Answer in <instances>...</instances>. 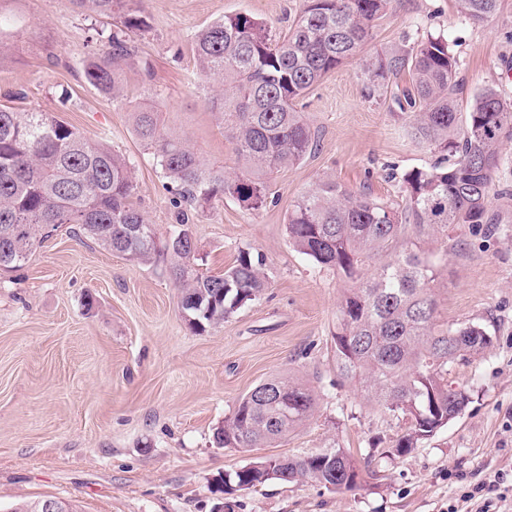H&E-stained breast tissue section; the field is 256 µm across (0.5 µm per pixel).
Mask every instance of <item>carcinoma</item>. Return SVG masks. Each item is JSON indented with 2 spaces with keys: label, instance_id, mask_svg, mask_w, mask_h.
<instances>
[{
  "label": "carcinoma",
  "instance_id": "1",
  "mask_svg": "<svg viewBox=\"0 0 512 512\" xmlns=\"http://www.w3.org/2000/svg\"><path fill=\"white\" fill-rule=\"evenodd\" d=\"M71 2L88 16L123 14L121 26L106 36L103 56L84 62L86 80L117 100L122 65L132 55L127 32L145 26L143 0ZM395 2L303 0L283 35L248 13L226 15L196 33L199 71L216 86L209 103L245 171L231 174L206 162L185 137L160 126L154 107L135 112V132L153 151L174 195L176 225L165 244L169 272L187 325L204 331L259 299L269 281L264 256L247 249L220 274L199 272L203 257L193 215L224 198L252 212L270 203L269 176L313 150L315 133L296 102L328 73L355 59L359 79L373 92L402 72L412 75L406 103L420 110L413 114L411 135L440 157L404 174L402 210L324 179L297 198L285 224L296 251L349 282L333 333L336 371L359 384L364 400L406 418L408 433L390 450L402 455L469 404L468 391L448 382V364L491 344L479 325L438 324L435 282L448 259V228L502 223L489 196L494 191L512 197L509 186L497 190L494 183L502 139L512 135V100L494 87L474 93L461 126V63L448 39L428 35L366 53L377 21ZM456 2L474 25L498 7V0ZM135 188L132 165L106 143L84 138L48 112L0 107V274L26 264L45 238L68 224L135 265L150 263L159 254L157 236L132 203ZM426 238L435 247L422 249ZM266 383L281 399L247 393L217 430L219 447L269 446L312 416V390L284 378ZM300 480L353 491L362 470L340 447L266 457L224 474L216 491Z\"/></svg>",
  "mask_w": 512,
  "mask_h": 512
}]
</instances>
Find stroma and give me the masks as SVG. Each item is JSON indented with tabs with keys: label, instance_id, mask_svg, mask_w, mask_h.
I'll return each mask as SVG.
<instances>
[{
	"label": "stroma",
	"instance_id": "35a3bbf8",
	"mask_svg": "<svg viewBox=\"0 0 512 512\" xmlns=\"http://www.w3.org/2000/svg\"><path fill=\"white\" fill-rule=\"evenodd\" d=\"M302 0H145V28L129 33L135 54L113 100L84 76L101 54L93 19L69 0H0V104L50 112L84 137L104 139L136 174L134 201L158 239L175 222L173 195L135 132L134 112L156 105L166 131L185 136L225 170L242 166L198 76L192 38L211 21L246 12L286 33ZM444 34L465 81L458 98L492 86L512 98V0L480 25L455 0H400L378 22L375 49ZM409 74L365 97L355 62L327 74L296 103L317 147L270 181L274 199L252 213L235 201L196 215L203 272L230 266L239 249L264 255L269 286L223 324L188 328L180 292L163 265L134 266L78 229L45 241L21 269L0 275V512L23 500L64 499L79 512H475L470 484L498 478L492 497L512 512V223L497 233L454 228L440 279V321L484 326L482 353L448 366L468 390L464 412L417 448L388 459L405 420L367 403L336 373L332 333L345 282L288 242L293 202L332 178L402 209L401 177L437 153L407 134L394 101ZM272 377L312 389L316 411L285 439L262 448H218L213 432L238 401ZM356 458L376 452L362 489L332 492L311 481L269 482L225 496L218 475L261 457L328 448Z\"/></svg>",
	"mask_w": 512,
	"mask_h": 512
}]
</instances>
